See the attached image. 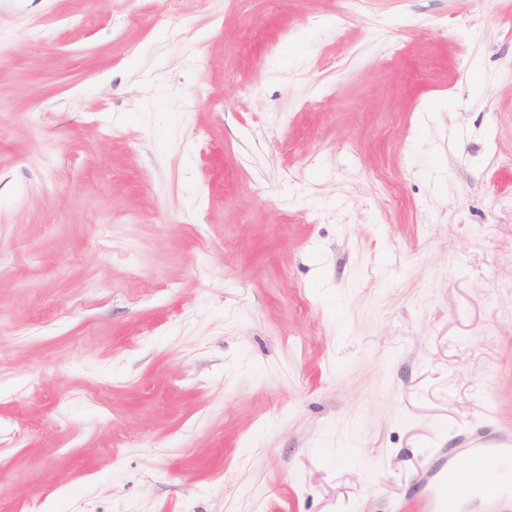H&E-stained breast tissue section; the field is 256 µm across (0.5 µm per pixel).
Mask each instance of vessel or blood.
Returning <instances> with one entry per match:
<instances>
[{
  "label": "vessel or blood",
  "mask_w": 512,
  "mask_h": 512,
  "mask_svg": "<svg viewBox=\"0 0 512 512\" xmlns=\"http://www.w3.org/2000/svg\"><path fill=\"white\" fill-rule=\"evenodd\" d=\"M469 465L439 470L427 496L430 512H461L465 502L482 497L499 512L504 501L500 484L484 479L485 472L512 470V434L478 433L468 438Z\"/></svg>",
  "instance_id": "1"
}]
</instances>
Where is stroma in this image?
I'll return each instance as SVG.
<instances>
[{"label": "stroma", "instance_id": "obj_1", "mask_svg": "<svg viewBox=\"0 0 512 512\" xmlns=\"http://www.w3.org/2000/svg\"><path fill=\"white\" fill-rule=\"evenodd\" d=\"M512 433V0H0V512H426Z\"/></svg>", "mask_w": 512, "mask_h": 512}]
</instances>
